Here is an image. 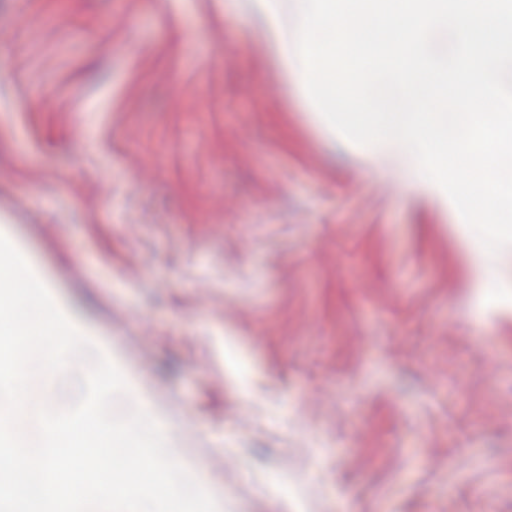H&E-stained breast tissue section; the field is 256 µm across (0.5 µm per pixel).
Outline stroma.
<instances>
[{"label": "stroma", "mask_w": 512, "mask_h": 512, "mask_svg": "<svg viewBox=\"0 0 512 512\" xmlns=\"http://www.w3.org/2000/svg\"><path fill=\"white\" fill-rule=\"evenodd\" d=\"M224 2L0 0V233L222 512H512V300Z\"/></svg>", "instance_id": "obj_1"}]
</instances>
